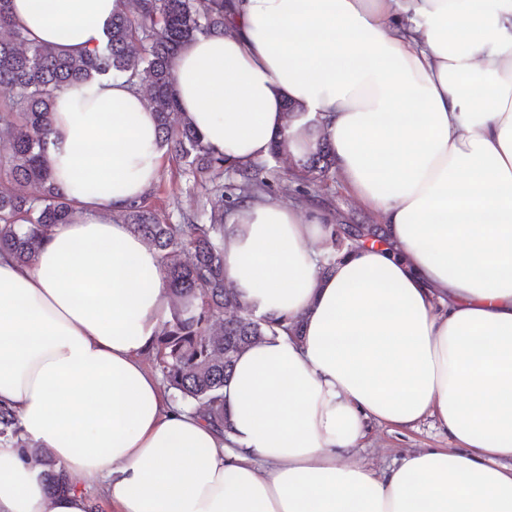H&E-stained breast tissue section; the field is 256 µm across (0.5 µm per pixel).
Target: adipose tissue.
<instances>
[{"label": "adipose tissue", "mask_w": 512, "mask_h": 512, "mask_svg": "<svg viewBox=\"0 0 512 512\" xmlns=\"http://www.w3.org/2000/svg\"><path fill=\"white\" fill-rule=\"evenodd\" d=\"M122 0H12L38 43H102ZM231 34L173 64L203 145L244 165L280 131L330 148L382 218L321 274L332 217L268 198L227 218L224 278L299 339L241 351L226 428L174 401L145 364L170 316L158 253L118 213L164 150L143 92L60 93L46 159L74 201L33 266L0 254V512H512V0H234ZM299 116H285L287 104ZM433 419L451 445L375 471L369 422ZM79 483L50 495L32 450ZM19 434L20 427L16 412L10 407L0 405V438L16 439V445L23 447Z\"/></svg>", "instance_id": "obj_1"}]
</instances>
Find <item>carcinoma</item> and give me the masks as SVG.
<instances>
[{
    "label": "carcinoma",
    "instance_id": "1",
    "mask_svg": "<svg viewBox=\"0 0 512 512\" xmlns=\"http://www.w3.org/2000/svg\"><path fill=\"white\" fill-rule=\"evenodd\" d=\"M226 0H125V8L105 24V42L82 55L40 44L13 17L11 0H0V88L15 93L12 108L17 123L0 126V177L13 186L0 191V250L22 265H31L44 238L68 221L74 201L54 182L44 152L52 134L58 93L100 77H127L145 89L155 113L161 142L174 156L209 174L207 193L228 203V210L273 193L262 176L264 166L252 162L228 166L222 155L209 152L187 123L172 124L178 114L173 92V61L178 49L199 34H222L229 20ZM234 178L224 181V171ZM335 174L324 146L301 160L294 189L283 197L300 202L308 187L324 184ZM222 207L213 209L208 223L196 212L182 213L179 224H163L147 198L131 204L120 217L159 254L170 287L172 310L157 336L152 357L165 387L194 406L212 425H226L224 387L237 355L277 329L299 336L288 317H255L240 304L224 281L226 224ZM341 242L380 236L381 225L366 224L353 215L331 225ZM16 412L0 405V438L19 439ZM36 465L50 467L51 493L70 489L66 471L54 469L46 456L34 453Z\"/></svg>",
    "mask_w": 512,
    "mask_h": 512
}]
</instances>
